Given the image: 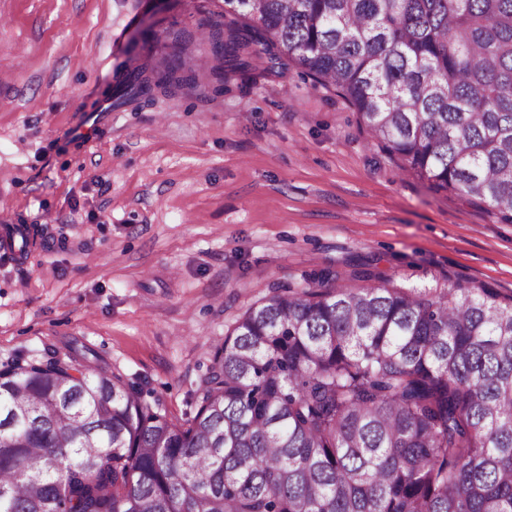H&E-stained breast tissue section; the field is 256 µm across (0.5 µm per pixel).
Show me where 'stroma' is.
I'll use <instances>...</instances> for the list:
<instances>
[{"label": "stroma", "mask_w": 512, "mask_h": 512, "mask_svg": "<svg viewBox=\"0 0 512 512\" xmlns=\"http://www.w3.org/2000/svg\"><path fill=\"white\" fill-rule=\"evenodd\" d=\"M219 0H0V363L86 346L173 422L214 347L279 285L328 269L512 295V224L434 191L295 66L117 105L130 40Z\"/></svg>", "instance_id": "stroma-1"}]
</instances>
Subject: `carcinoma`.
I'll use <instances>...</instances> for the list:
<instances>
[{"mask_svg":"<svg viewBox=\"0 0 512 512\" xmlns=\"http://www.w3.org/2000/svg\"><path fill=\"white\" fill-rule=\"evenodd\" d=\"M143 30L123 100L293 63L436 191L512 224V0H221ZM155 66L140 65L142 55ZM279 287L168 420L72 355L0 364V512H512V297L438 281ZM221 2L217 0H178L170 10L162 9L155 12L149 21L155 22V29L162 32L171 28H185L190 32H194L199 20L212 16L219 19L225 24L236 23L241 24L240 20H234L232 17L217 18L212 13L221 11ZM175 23L177 25H175Z\"/></svg>","mask_w":512,"mask_h":512,"instance_id":"cac0c4a2","label":"carcinoma"}]
</instances>
